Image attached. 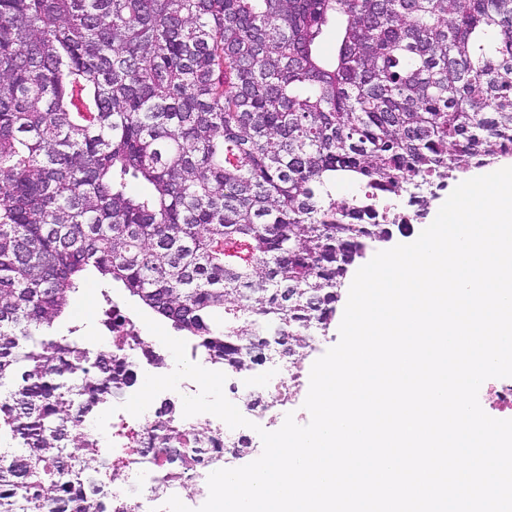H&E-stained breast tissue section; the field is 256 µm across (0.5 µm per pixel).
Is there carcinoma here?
<instances>
[{"mask_svg": "<svg viewBox=\"0 0 512 512\" xmlns=\"http://www.w3.org/2000/svg\"><path fill=\"white\" fill-rule=\"evenodd\" d=\"M341 16L335 59L315 53ZM512 154V0H0V512H123L75 440L137 383L118 287L243 378L314 348L402 198ZM111 335L70 297L90 276ZM129 449L155 492L203 440Z\"/></svg>", "mask_w": 512, "mask_h": 512, "instance_id": "carcinoma-1", "label": "carcinoma"}]
</instances>
